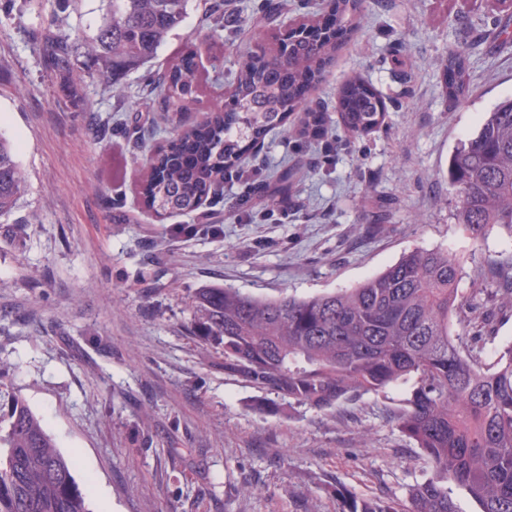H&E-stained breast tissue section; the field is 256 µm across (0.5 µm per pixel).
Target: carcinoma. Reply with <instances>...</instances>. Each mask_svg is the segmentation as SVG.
Masks as SVG:
<instances>
[{"instance_id":"cac0c4a2","label":"carcinoma","mask_w":512,"mask_h":512,"mask_svg":"<svg viewBox=\"0 0 512 512\" xmlns=\"http://www.w3.org/2000/svg\"><path fill=\"white\" fill-rule=\"evenodd\" d=\"M188 0H104L97 35L81 46L49 32L43 53L72 70L78 48L117 75L149 63L185 18ZM363 0H330V31L309 19L288 40V57L259 47L238 62L230 99L207 119L164 140L142 181L144 202L158 215L192 212L224 187L232 170L283 129L357 24ZM204 43L183 52L162 79L167 124L196 98V59ZM448 101L468 91L467 56L448 52L442 64ZM386 106L362 76L343 85L337 125L346 142L363 140L385 123ZM326 112L303 113L296 137H319ZM455 221L476 245L498 226L512 234V97L497 103L478 130L448 158ZM283 167L274 184H253L271 205L292 189ZM25 189L13 144L0 135V215ZM464 260L451 247L415 248L354 288L307 298H267L236 288L197 289L199 339L224 348V372L288 404L317 410L391 388L404 391L394 420L419 449L424 479L408 489L411 512H458L455 492L477 512H512V344L487 353L494 310L459 295ZM469 306L468 331L453 335L449 316ZM337 512H398L393 503L337 490ZM0 512H88L71 461L23 400L0 416Z\"/></svg>"}]
</instances>
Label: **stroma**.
<instances>
[{"instance_id": "stroma-1", "label": "stroma", "mask_w": 512, "mask_h": 512, "mask_svg": "<svg viewBox=\"0 0 512 512\" xmlns=\"http://www.w3.org/2000/svg\"><path fill=\"white\" fill-rule=\"evenodd\" d=\"M283 2L263 27L268 0H189L157 56L111 81L95 58L61 74L41 50L51 30L91 39L100 0L39 11L0 0V133L26 174L0 216V412L17 396L43 420L75 461L88 512H337L339 485L409 512L424 466L391 417L399 393L328 411L288 405L225 374L220 349L193 334V294L217 284L308 297L452 243L468 296L512 257L500 230L476 245L462 236L440 175L512 95V39L499 34L512 0H370L302 107L335 112L358 73L386 103L381 129L352 147L332 133L309 147L277 133L197 212L161 218L144 205L143 166L165 124L152 76L207 42L185 114L202 122L239 60L326 4ZM454 48L466 52L469 91L452 104L441 63ZM284 158L302 168L287 205L236 206Z\"/></svg>"}]
</instances>
